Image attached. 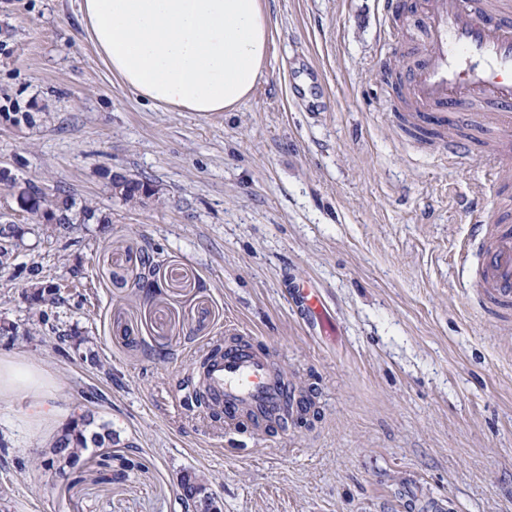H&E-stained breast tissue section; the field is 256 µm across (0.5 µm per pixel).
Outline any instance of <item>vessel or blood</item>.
<instances>
[{"mask_svg": "<svg viewBox=\"0 0 512 512\" xmlns=\"http://www.w3.org/2000/svg\"><path fill=\"white\" fill-rule=\"evenodd\" d=\"M423 52L404 73L406 117L435 133L449 156L465 150L447 138L448 121L490 103L499 151L491 168L512 163V0H422ZM473 234H486L475 286L487 313L512 327V199H497L493 222H485L482 203L468 205ZM294 298L308 321H325L321 296L300 286ZM211 400L224 409V423L235 427L245 414L264 415L290 425L305 401L279 378L274 355L241 337L225 341L206 373Z\"/></svg>", "mask_w": 512, "mask_h": 512, "instance_id": "b4317fda", "label": "vessel or blood"}]
</instances>
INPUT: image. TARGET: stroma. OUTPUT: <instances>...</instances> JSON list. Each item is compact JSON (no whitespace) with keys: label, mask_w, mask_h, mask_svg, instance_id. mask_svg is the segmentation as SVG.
<instances>
[{"label":"stroma","mask_w":512,"mask_h":512,"mask_svg":"<svg viewBox=\"0 0 512 512\" xmlns=\"http://www.w3.org/2000/svg\"><path fill=\"white\" fill-rule=\"evenodd\" d=\"M381 3L263 0V76L233 111L200 115L124 88L79 0H0V167L108 218L66 243L0 183V220L18 227L0 360L41 370L58 405L89 404L114 432L72 483L43 467L26 392L0 400L15 423L0 512H184L186 470L223 512H425L433 498L512 512V333L458 270L478 249L461 199L493 203L512 169L489 172V143L443 159L391 121L382 73L403 69L420 30L417 10L396 20ZM384 25L404 35L389 52ZM113 174L151 196L124 200ZM26 266L60 285L56 304L32 300ZM302 281L333 335L292 301ZM232 327L314 402L309 425L230 430L197 404L199 362Z\"/></svg>","instance_id":"1"}]
</instances>
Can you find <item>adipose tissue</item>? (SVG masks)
Listing matches in <instances>:
<instances>
[{"instance_id": "ef3b65f1", "label": "adipose tissue", "mask_w": 512, "mask_h": 512, "mask_svg": "<svg viewBox=\"0 0 512 512\" xmlns=\"http://www.w3.org/2000/svg\"><path fill=\"white\" fill-rule=\"evenodd\" d=\"M79 22L121 83L175 112L233 110L263 75L272 40L262 0H81ZM32 396L31 419L59 433L62 408L36 368L0 361V396Z\"/></svg>"}]
</instances>
